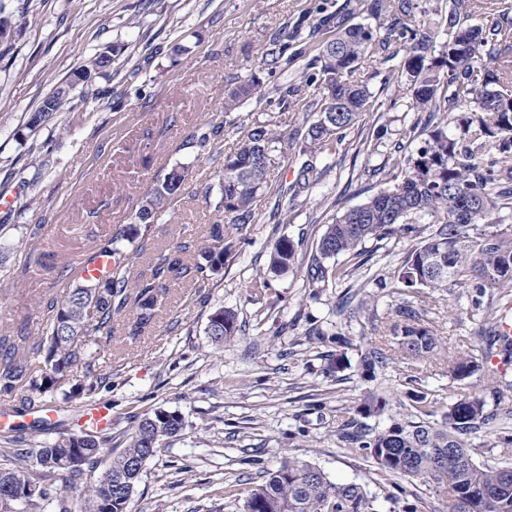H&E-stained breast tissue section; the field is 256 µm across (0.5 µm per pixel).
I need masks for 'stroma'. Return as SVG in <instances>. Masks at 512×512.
<instances>
[{"instance_id": "stroma-1", "label": "stroma", "mask_w": 512, "mask_h": 512, "mask_svg": "<svg viewBox=\"0 0 512 512\" xmlns=\"http://www.w3.org/2000/svg\"><path fill=\"white\" fill-rule=\"evenodd\" d=\"M349 0H0L21 25L0 42V335H40L50 317L47 304L61 298L70 279L62 266L85 255L132 224L138 203L176 165L188 168L184 188L170 211L153 224L148 250L133 262V274L148 272L152 252L175 242L207 244L209 227L223 222L212 190L222 177L224 156L239 133L224 119V93L250 72L263 79L260 93L238 112L244 124L270 122L288 131L301 127L316 89L306 78L321 47L336 34V19L363 22L350 14ZM301 35L268 73L264 60L281 28ZM190 47L178 57L175 44ZM112 50L108 75L78 86L71 108L38 128L30 119L54 87L91 55ZM403 56L384 65L364 61L349 74L374 96L344 141L329 143L310 173L314 186L291 223L272 218L287 209L283 185L303 163L293 151L279 153L278 181L260 192L255 219L232 231L234 246L218 279L174 280L152 331L137 339L117 331L112 352L98 370L111 373V390L96 395L107 408L114 434L133 429L144 413H179L185 428L149 459L131 501L132 512H237V490L260 482L285 456L322 468L336 482H356L369 492L401 495L407 480L378 487L364 459L346 454L336 436L368 392L381 390L387 406L370 418L382 428L404 410L407 379L420 376L439 409L462 387L442 361L393 362L377 369L375 381L357 369L345 381L325 374V354L335 347L308 339L313 323H335L336 291L309 299L306 266L328 224L364 202L353 183L379 189L388 182L386 151L359 149L362 137L385 127L384 143L406 136L415 114L392 102V87L406 80ZM300 87L294 110L279 111L286 79ZM204 130L216 152L189 145ZM298 240V262L271 277L260 294L250 280L265 271L274 243ZM224 306L237 312L241 335L216 352L208 344L207 318ZM430 318L449 351L462 349L474 327L455 301L433 303ZM88 405L56 401L55 427L36 431L29 413H13L30 450L54 439L57 430L80 426Z\"/></svg>"}]
</instances>
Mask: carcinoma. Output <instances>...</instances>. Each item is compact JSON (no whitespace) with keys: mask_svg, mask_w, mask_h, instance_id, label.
<instances>
[{"mask_svg":"<svg viewBox=\"0 0 512 512\" xmlns=\"http://www.w3.org/2000/svg\"><path fill=\"white\" fill-rule=\"evenodd\" d=\"M496 0H450L445 40L441 54H435L439 35L421 27L417 0H355L351 12L362 11L379 21L378 28L361 23L341 29L322 46L314 59L319 78L318 110L307 115L302 138L288 135L270 123L240 125L234 151L224 156L218 182L217 209L224 223L210 225L212 246L199 249L193 266L183 263L186 245L156 255L148 276L130 280L129 256L119 247L143 238L142 230L166 214L178 196L188 169L176 165L141 197L136 221L116 232L101 253L112 258L111 271L99 278H78L73 288L49 303L52 316L41 336L26 345L7 343L0 337V396L21 400L31 412L38 411L57 394L63 399L93 396L109 379L97 372L101 346H112V317L129 312L130 337L150 329L162 307L168 282L193 269L197 280L218 278L224 256L232 248L227 241L229 227L243 230L254 219V202L260 189L275 176L279 161L277 145L287 143L305 157L299 177L288 186L291 200L308 195L313 161L331 141H341L360 115L370 107L372 93L365 85L345 79L367 59L385 63L401 50L406 82L396 91L408 99L417 113L409 127V139L420 146L406 153L397 142L391 148L394 159L392 185L378 190L360 205L351 207L327 225L316 254L307 265L309 298L318 300L328 287L346 284L334 313L350 321L368 315L372 335L382 343L361 357L358 368L363 377L376 379V367H385L398 357L418 360L444 351L437 330L429 320L428 304L436 297L466 293L468 308L477 316L473 335L479 341L482 360L458 351L447 357L449 376L465 386L455 402L436 420L433 402L421 391L420 377H409L410 409L391 423L376 429L366 420L380 415L386 399L377 391L357 405V416L345 421L338 438L347 453L371 462L383 484L393 477L428 486L446 501V512H512V463L478 460L479 447L471 436L484 430L495 434L494 446L512 447V408L488 409L487 396L501 393L498 372L489 368L496 358L512 362V71H499L484 59H512V24H495L490 31L470 24L477 8L488 10ZM298 30L278 33L274 48L267 52L269 64L278 63ZM112 55L102 52L85 61L82 82L106 72ZM262 81L256 74L242 81L224 97V118L237 124L234 113L256 94ZM76 84L58 85L33 114L36 127L71 103ZM473 112L461 118L457 109ZM459 126L461 135L448 134ZM429 218L423 223L421 219ZM408 239L414 245L399 268L386 278L364 277L355 270L325 261L342 255L357 258L369 241ZM298 261L297 244L290 237L279 238L270 253L266 273L251 279L250 288L265 287V275H281ZM378 288L399 302L387 316L368 304L371 289ZM241 332L237 313L217 307L209 314L206 336L215 350L224 348ZM306 335L339 347L325 355V373L343 381L342 372L351 367L347 350L352 341L345 334L311 327ZM479 375L483 386L471 382ZM185 428L182 416L157 409L145 414L131 433L123 435L124 447L111 452L106 468L100 457L112 447V423L101 433H61L40 445L33 454L24 441L0 438V512H43L53 503L57 512H129L142 472L140 466L157 455L166 441ZM83 483L77 497L70 498L63 485ZM242 504L253 512H397L398 498L370 495L355 482L332 481L317 465L297 456L283 458L259 484L238 492ZM23 505L18 509L17 505Z\"/></svg>","mask_w":512,"mask_h":512,"instance_id":"obj_1","label":"carcinoma"}]
</instances>
